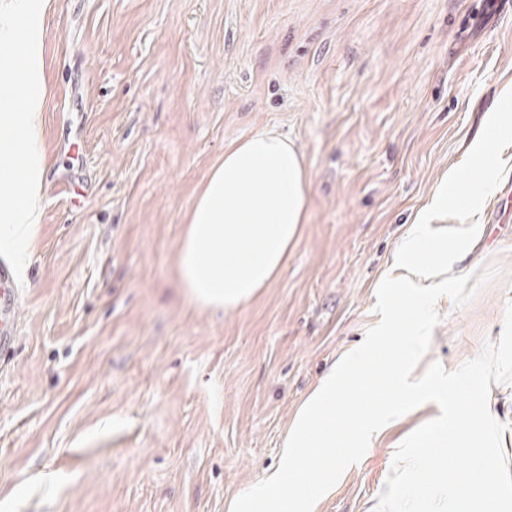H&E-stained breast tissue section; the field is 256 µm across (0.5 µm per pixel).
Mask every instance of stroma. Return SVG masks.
<instances>
[{
    "mask_svg": "<svg viewBox=\"0 0 512 512\" xmlns=\"http://www.w3.org/2000/svg\"><path fill=\"white\" fill-rule=\"evenodd\" d=\"M42 219L0 353V512H226L280 463L291 419L378 316L392 257L448 170L499 167L434 289L417 375L493 356L512 289V0H53ZM295 140L308 216L235 309L180 289L176 249L224 147ZM416 404L317 512H377Z\"/></svg>",
    "mask_w": 512,
    "mask_h": 512,
    "instance_id": "stroma-1",
    "label": "stroma"
}]
</instances>
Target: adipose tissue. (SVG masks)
Here are the masks:
<instances>
[{
	"label": "adipose tissue",
	"instance_id": "ef3b65f1",
	"mask_svg": "<svg viewBox=\"0 0 512 512\" xmlns=\"http://www.w3.org/2000/svg\"><path fill=\"white\" fill-rule=\"evenodd\" d=\"M52 0H0V255L17 271L31 260V243L41 219L42 148L46 63L44 29ZM22 45L23 58L9 48ZM28 94L18 98V86ZM492 170L459 185L449 172L431 205L411 224L386 277L403 293L388 297L387 309L366 344L347 351L296 413L284 441L282 464L263 483L241 492L227 512H316L336 476L399 423L412 400L448 394V425L410 460L414 471L434 479L423 496L391 486V512H512V405L491 390L496 379H512V319L501 320L498 349L490 360L472 359L447 375L414 377L416 362L431 336L421 297L443 275L453 273L463 249L432 230L448 208L456 187L475 202L495 179ZM310 205L305 159L288 136L274 128L258 130L224 148L192 206L177 249L185 298L205 308L231 309L268 287L300 241ZM466 458L467 470L447 475V454ZM332 458L316 471L311 458ZM496 468L499 479L484 474Z\"/></svg>",
	"mask_w": 512,
	"mask_h": 512
}]
</instances>
